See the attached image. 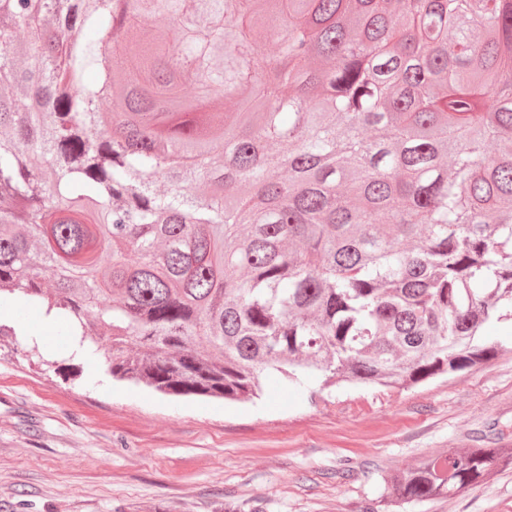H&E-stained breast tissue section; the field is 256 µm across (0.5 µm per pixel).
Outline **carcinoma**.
Returning <instances> with one entry per match:
<instances>
[{"label": "carcinoma", "mask_w": 512, "mask_h": 512, "mask_svg": "<svg viewBox=\"0 0 512 512\" xmlns=\"http://www.w3.org/2000/svg\"><path fill=\"white\" fill-rule=\"evenodd\" d=\"M0 86V294L105 329L116 379L393 390L502 349L512 0H0ZM510 469L445 448L385 502Z\"/></svg>", "instance_id": "1"}]
</instances>
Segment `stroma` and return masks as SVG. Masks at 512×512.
I'll return each instance as SVG.
<instances>
[{
  "mask_svg": "<svg viewBox=\"0 0 512 512\" xmlns=\"http://www.w3.org/2000/svg\"><path fill=\"white\" fill-rule=\"evenodd\" d=\"M0 336V512H387L388 474L441 448L512 444V324L487 364L400 392L340 385L310 401L172 395L117 380L64 331ZM409 512H512V470Z\"/></svg>",
  "mask_w": 512,
  "mask_h": 512,
  "instance_id": "obj_1",
  "label": "stroma"
}]
</instances>
